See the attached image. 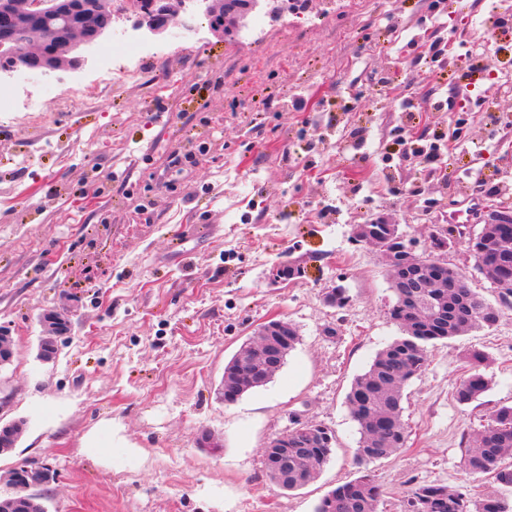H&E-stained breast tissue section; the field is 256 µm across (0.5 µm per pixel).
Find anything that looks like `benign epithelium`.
<instances>
[{
    "instance_id": "benign-epithelium-1",
    "label": "benign epithelium",
    "mask_w": 512,
    "mask_h": 512,
    "mask_svg": "<svg viewBox=\"0 0 512 512\" xmlns=\"http://www.w3.org/2000/svg\"><path fill=\"white\" fill-rule=\"evenodd\" d=\"M113 0H0V82L22 71L53 73L83 69L90 51L108 33L105 19L112 16ZM272 0H125L124 12L135 16L133 30L147 38L166 36L172 21L183 14L187 29L198 16L210 19L215 35L240 33L250 28L252 19L270 7ZM391 281L411 289L414 306L427 307L419 288L448 287V263L439 257L430 262L408 250L388 259ZM52 336L41 345L53 344L71 331V321L56 313L44 315ZM290 324L271 320L264 324L255 346L264 350L270 368H275L283 348L288 346ZM301 443L284 433L266 448V465L280 485L288 487V461ZM57 473L48 464H22L13 469L15 486L27 490L50 485Z\"/></svg>"
}]
</instances>
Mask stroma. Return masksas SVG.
<instances>
[{
  "mask_svg": "<svg viewBox=\"0 0 512 512\" xmlns=\"http://www.w3.org/2000/svg\"><path fill=\"white\" fill-rule=\"evenodd\" d=\"M444 2L437 14L433 0H310L324 23L260 17L240 38L203 25L186 39L176 21L147 45L153 89L115 75L103 98L69 112L59 93L96 85L98 56L76 73L16 75L20 103L41 109L0 115V326L14 352L0 367V420L24 423L1 474L52 463L49 512H313L365 472L383 491L379 512H404L411 487L426 483L512 505V488L463 465L466 436L512 404V302L470 244L481 210L445 258L500 308L498 324L431 347L405 389L408 442L396 455L358 464L345 403L399 334L385 258L354 243L353 228L385 216L420 255L439 217L474 193L462 175L473 161L512 188V147L485 115L427 107L447 84L405 65L429 33L475 34L496 0ZM78 137L86 153L68 155ZM403 138L439 146L451 180H423L418 158L395 154ZM29 152L34 163L20 165ZM282 264L302 276L271 280ZM337 286L350 296L342 309L325 300ZM48 310L72 330L44 362ZM273 319L296 326V348L266 387L224 405L225 365ZM475 350L491 387L463 406L454 392ZM297 420L336 443L315 482L280 492L264 450ZM103 426L115 449L88 455Z\"/></svg>",
  "mask_w": 512,
  "mask_h": 512,
  "instance_id": "1",
  "label": "stroma"
}]
</instances>
